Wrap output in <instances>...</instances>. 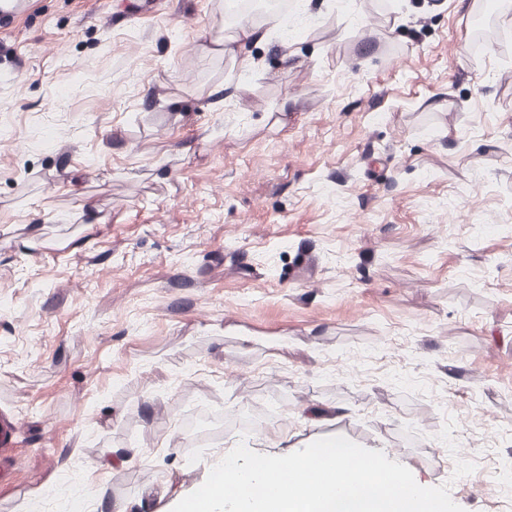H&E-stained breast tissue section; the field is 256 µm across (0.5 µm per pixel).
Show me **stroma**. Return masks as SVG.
I'll return each mask as SVG.
<instances>
[{
    "label": "stroma",
    "instance_id": "stroma-1",
    "mask_svg": "<svg viewBox=\"0 0 512 512\" xmlns=\"http://www.w3.org/2000/svg\"><path fill=\"white\" fill-rule=\"evenodd\" d=\"M0 29V512H172L343 436L512 512V11L31 0ZM312 265L302 269V255ZM20 422L15 417L0 414V472L4 471V461L12 451V438L20 429Z\"/></svg>",
    "mask_w": 512,
    "mask_h": 512
}]
</instances>
